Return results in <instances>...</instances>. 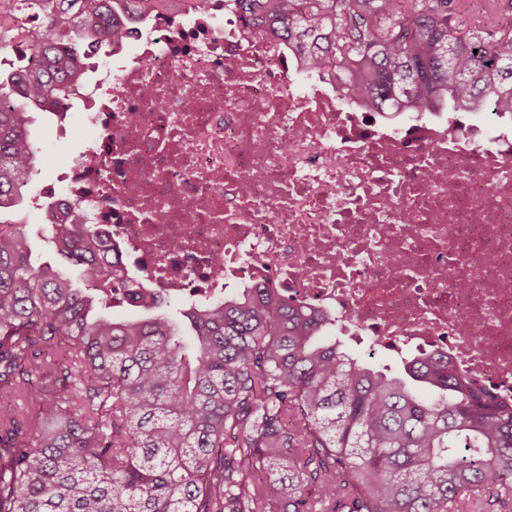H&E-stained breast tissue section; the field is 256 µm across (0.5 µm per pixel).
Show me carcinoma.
I'll return each mask as SVG.
<instances>
[{
  "label": "carcinoma",
  "mask_w": 512,
  "mask_h": 512,
  "mask_svg": "<svg viewBox=\"0 0 512 512\" xmlns=\"http://www.w3.org/2000/svg\"><path fill=\"white\" fill-rule=\"evenodd\" d=\"M171 0L0 6V214L41 168L58 112L128 20ZM244 23L369 110L512 113V0H232ZM0 223V512H512V400L445 356L401 376L331 338L335 321L262 285L183 311L116 317L94 227L50 224L78 271L31 263Z\"/></svg>",
  "instance_id": "obj_1"
}]
</instances>
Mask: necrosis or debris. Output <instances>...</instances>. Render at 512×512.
<instances>
[{"label":"necrosis or debris","mask_w":512,"mask_h":512,"mask_svg":"<svg viewBox=\"0 0 512 512\" xmlns=\"http://www.w3.org/2000/svg\"><path fill=\"white\" fill-rule=\"evenodd\" d=\"M224 0L129 22L79 93L82 151L29 193L47 224H91L152 298L259 282L337 331L444 355L512 398V118L339 106L319 75Z\"/></svg>","instance_id":"1"}]
</instances>
